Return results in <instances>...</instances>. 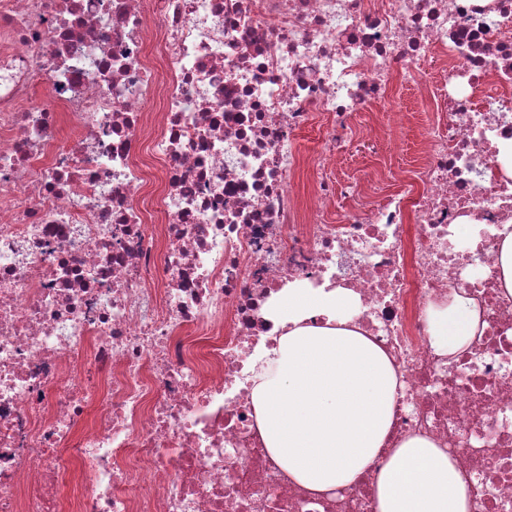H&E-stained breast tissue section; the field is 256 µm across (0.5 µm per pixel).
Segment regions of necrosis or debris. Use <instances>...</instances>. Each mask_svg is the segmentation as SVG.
Here are the masks:
<instances>
[{
	"instance_id": "necrosis-or-debris-1",
	"label": "necrosis or debris",
	"mask_w": 512,
	"mask_h": 512,
	"mask_svg": "<svg viewBox=\"0 0 512 512\" xmlns=\"http://www.w3.org/2000/svg\"><path fill=\"white\" fill-rule=\"evenodd\" d=\"M404 82L421 162L340 213L351 116ZM509 139L512 0H0V512H377L379 465L315 492L261 437L249 367L298 279L355 293L397 374L383 456L429 438L469 512H512ZM456 294L478 328L441 355ZM504 231V239L500 249L499 263L501 266L503 287L512 295V231ZM478 313L470 301L455 295L451 304L433 305L428 310L427 331L431 347L439 353H454L474 336Z\"/></svg>"
}]
</instances>
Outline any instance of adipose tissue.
<instances>
[{"mask_svg": "<svg viewBox=\"0 0 512 512\" xmlns=\"http://www.w3.org/2000/svg\"><path fill=\"white\" fill-rule=\"evenodd\" d=\"M359 299L345 288L289 284L267 313L280 335L251 365L252 398L269 452L296 483L314 490L354 482L384 448L398 385L388 357L356 330ZM468 299L431 306L432 348L453 353L474 335ZM378 512H467L455 461L424 437L396 448L377 482Z\"/></svg>", "mask_w": 512, "mask_h": 512, "instance_id": "1", "label": "adipose tissue"}]
</instances>
